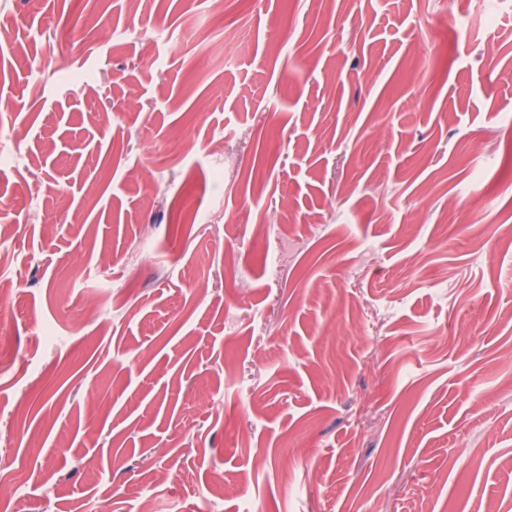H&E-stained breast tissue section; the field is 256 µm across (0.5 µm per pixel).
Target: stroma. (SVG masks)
<instances>
[{
  "label": "stroma",
  "instance_id": "1",
  "mask_svg": "<svg viewBox=\"0 0 512 512\" xmlns=\"http://www.w3.org/2000/svg\"><path fill=\"white\" fill-rule=\"evenodd\" d=\"M466 2L0 0L7 512H512V9Z\"/></svg>",
  "mask_w": 512,
  "mask_h": 512
}]
</instances>
